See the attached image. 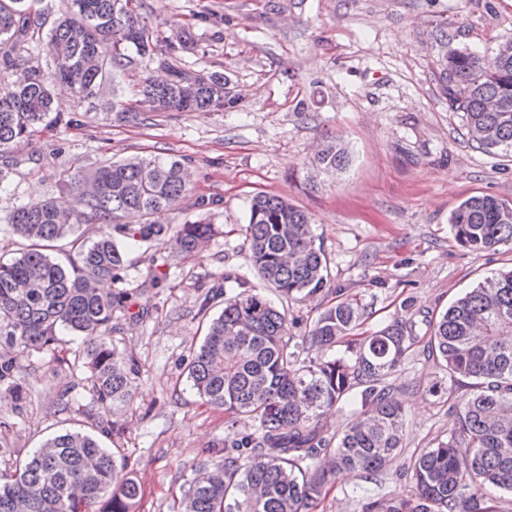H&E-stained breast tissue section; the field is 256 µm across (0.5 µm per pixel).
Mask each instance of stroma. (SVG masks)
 <instances>
[{"label":"stroma","mask_w":512,"mask_h":512,"mask_svg":"<svg viewBox=\"0 0 512 512\" xmlns=\"http://www.w3.org/2000/svg\"><path fill=\"white\" fill-rule=\"evenodd\" d=\"M154 42L148 65L117 76L98 96L80 98L56 86L60 109L75 118L67 129H40L15 147L10 188L0 193V256L18 250L5 217L20 204L46 197L77 204L75 171L106 160L172 156L191 174V190L168 212L167 223L199 221L216 235L194 257L170 245L131 250L124 275L139 289L164 280L150 314L129 324L112 316V338L136 357L140 378L117 415L119 431L103 438L120 449L140 482L137 512H178L181 489L197 463L222 445L231 418L203 405L187 377L190 350L204 336L244 279L259 292L241 229L258 193L280 195L309 213L326 259L322 292L284 308L294 341H302L337 293L365 309L364 332L406 317L437 318L485 277L512 268V245L471 251L455 240L449 219L465 198L512 200V155L471 141L460 113L440 91L437 41L493 53L512 40V0H134ZM193 75H223L230 107L150 112L118 120L143 73L160 62ZM337 138L350 163L336 174L311 163L323 141ZM208 310H201V303ZM80 337L61 333L51 351L18 353L29 397L22 412L0 403L12 456H25L66 431H91L83 416L60 413L56 401L83 374L71 359ZM406 415L404 452L375 481L337 474L316 512H361L362 487L404 495L413 485L410 458L448 437L458 400L436 359L415 348L394 371Z\"/></svg>","instance_id":"obj_1"}]
</instances>
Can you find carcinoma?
<instances>
[{"label": "carcinoma", "mask_w": 512, "mask_h": 512, "mask_svg": "<svg viewBox=\"0 0 512 512\" xmlns=\"http://www.w3.org/2000/svg\"><path fill=\"white\" fill-rule=\"evenodd\" d=\"M46 18L24 0H0V76L19 69L24 82L0 87V156L49 125L65 128L74 117L54 104L52 86L67 84L80 98L96 95L114 75L152 55L151 32L133 0H69L68 13L45 29ZM112 41V56L98 45ZM45 44L49 72L28 65L25 54ZM448 109L461 112L471 140L487 150L512 151V41L490 56L450 49L440 66ZM134 95L158 112L221 110L224 76L192 77L171 68L170 79L142 77ZM348 152L337 139L319 150L321 172L345 168ZM74 182L87 212H67L53 199L21 204L6 217L20 240L19 256L0 261V388L13 393L15 410L28 400L17 350H51L59 328L85 340L83 365L90 397L74 388L58 399L60 412L75 411L116 432L117 411L133 397L136 358L112 343V313L127 310L130 292L122 272L125 247L149 246L168 237L184 258L199 253L214 235L210 224H168L165 216L189 192L183 164L170 157H136L100 164ZM88 220L102 224L90 243L75 235ZM456 242L479 251L512 243V202L491 195L466 198L450 217ZM252 265L280 296L302 300L327 282L324 254L315 246L309 216L278 195L253 197L243 226ZM74 254L64 265L47 251L64 237ZM112 281L103 294L98 283ZM240 291L212 319L188 369L203 404L242 424L227 453L200 462L181 499V512H315L329 478L340 471L371 479L404 447L405 413L387 381L420 342L414 318L397 319L342 355L324 357L359 325L358 303L336 295L304 337L313 358L291 344L285 312L238 278ZM427 348L453 384L471 391L460 398L455 429L414 457V491L408 498L380 497L363 512H498L495 493H512V270L499 272L428 322ZM356 407L351 424L330 435L321 419L336 404ZM142 489L117 465L116 451L74 431L47 440L10 470H0V512H135Z\"/></svg>", "instance_id": "obj_1"}]
</instances>
